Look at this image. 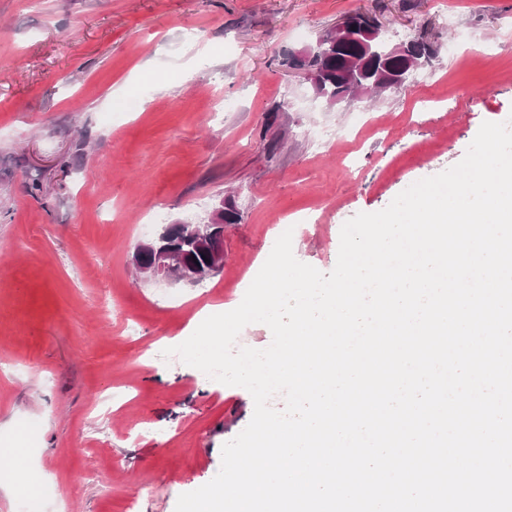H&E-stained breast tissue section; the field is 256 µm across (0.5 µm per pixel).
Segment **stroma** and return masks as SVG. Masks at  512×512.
<instances>
[{
	"label": "stroma",
	"instance_id": "stroma-1",
	"mask_svg": "<svg viewBox=\"0 0 512 512\" xmlns=\"http://www.w3.org/2000/svg\"><path fill=\"white\" fill-rule=\"evenodd\" d=\"M354 12L440 52L404 88L330 105L282 59ZM503 112L512 0H0V451L23 444L42 484L0 488V512H175L254 402L164 350L241 303L282 225L331 272L346 221L459 163ZM227 195L241 220L207 286L136 275L139 244Z\"/></svg>",
	"mask_w": 512,
	"mask_h": 512
}]
</instances>
